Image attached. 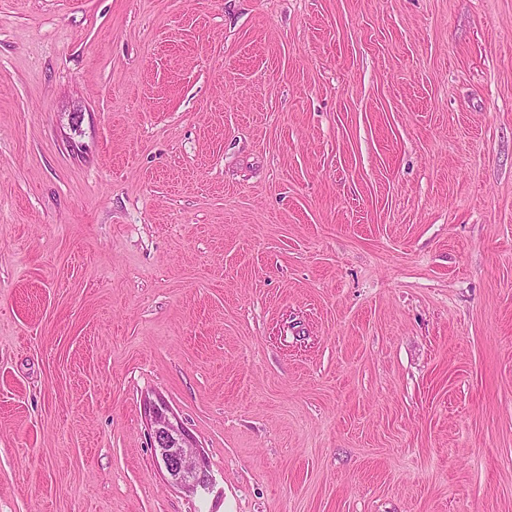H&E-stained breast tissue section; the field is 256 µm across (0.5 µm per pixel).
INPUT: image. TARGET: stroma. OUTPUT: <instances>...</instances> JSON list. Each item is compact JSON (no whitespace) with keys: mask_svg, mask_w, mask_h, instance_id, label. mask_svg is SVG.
Instances as JSON below:
<instances>
[{"mask_svg":"<svg viewBox=\"0 0 512 512\" xmlns=\"http://www.w3.org/2000/svg\"><path fill=\"white\" fill-rule=\"evenodd\" d=\"M0 512H512V0H0ZM147 408L159 469L167 473L174 485L190 494L210 492L212 478L205 457L188 430L161 399L149 401Z\"/></svg>","mask_w":512,"mask_h":512,"instance_id":"stroma-1","label":"stroma"}]
</instances>
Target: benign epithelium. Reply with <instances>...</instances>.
<instances>
[{
	"label": "benign epithelium",
	"mask_w": 512,
	"mask_h": 512,
	"mask_svg": "<svg viewBox=\"0 0 512 512\" xmlns=\"http://www.w3.org/2000/svg\"><path fill=\"white\" fill-rule=\"evenodd\" d=\"M147 408L159 469L190 494L210 491L212 478L205 457L176 414L159 399L148 402Z\"/></svg>",
	"instance_id": "obj_1"
}]
</instances>
